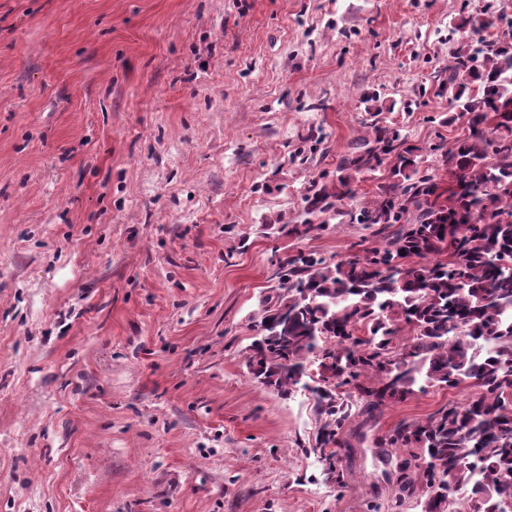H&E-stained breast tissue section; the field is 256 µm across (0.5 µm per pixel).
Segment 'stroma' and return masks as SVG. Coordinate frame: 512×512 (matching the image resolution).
<instances>
[{
  "mask_svg": "<svg viewBox=\"0 0 512 512\" xmlns=\"http://www.w3.org/2000/svg\"><path fill=\"white\" fill-rule=\"evenodd\" d=\"M486 0H0V512H421L378 445L458 389L353 417L253 378L277 259L371 106L448 187L453 51Z\"/></svg>",
  "mask_w": 512,
  "mask_h": 512,
  "instance_id": "1",
  "label": "stroma"
}]
</instances>
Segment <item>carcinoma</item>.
I'll return each mask as SVG.
<instances>
[{
    "label": "carcinoma",
    "instance_id": "1",
    "mask_svg": "<svg viewBox=\"0 0 512 512\" xmlns=\"http://www.w3.org/2000/svg\"><path fill=\"white\" fill-rule=\"evenodd\" d=\"M495 39L463 41L451 55L448 87L467 133L441 150L448 196L419 175L418 148L401 130L368 125L332 182L304 198L298 235L355 196L356 176L383 164L389 176L349 223L376 227L366 255L330 262L300 252L279 262V288L256 324L264 346L251 373L284 395L310 388L324 419L316 451L330 463L355 414L373 417L393 400L438 386L469 390L427 420L401 421L379 445L407 452L423 512H449L470 490L471 512H505L512 502V18ZM410 224L401 223L404 214ZM454 488L428 498L441 474Z\"/></svg>",
    "mask_w": 512,
    "mask_h": 512
}]
</instances>
